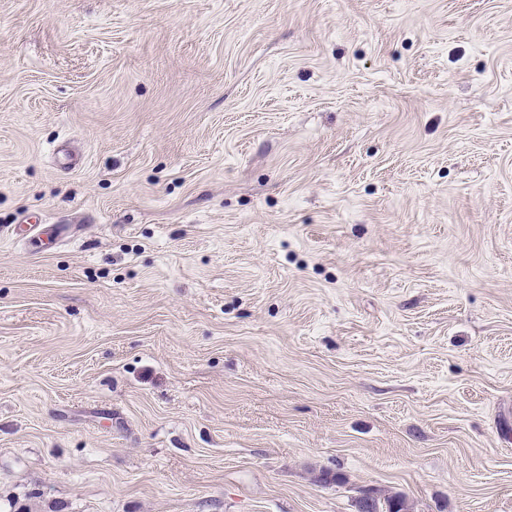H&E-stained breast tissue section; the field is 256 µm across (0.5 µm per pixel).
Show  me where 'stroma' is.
Returning a JSON list of instances; mask_svg holds the SVG:
<instances>
[{"label":"stroma","mask_w":512,"mask_h":512,"mask_svg":"<svg viewBox=\"0 0 512 512\" xmlns=\"http://www.w3.org/2000/svg\"><path fill=\"white\" fill-rule=\"evenodd\" d=\"M366 489L512 512V0H0V512Z\"/></svg>","instance_id":"stroma-1"}]
</instances>
